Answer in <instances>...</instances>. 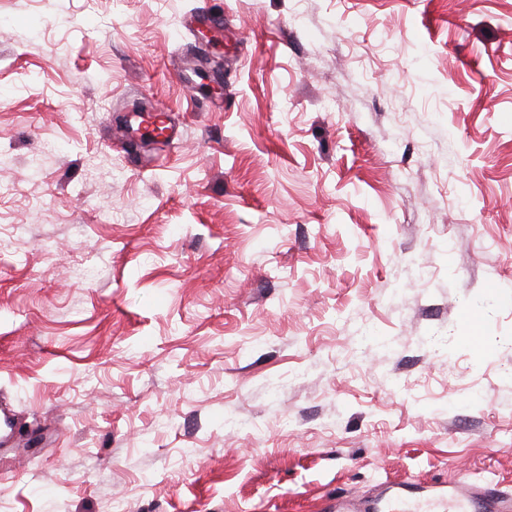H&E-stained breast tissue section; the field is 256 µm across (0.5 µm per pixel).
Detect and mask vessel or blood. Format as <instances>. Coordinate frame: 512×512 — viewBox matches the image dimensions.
I'll return each mask as SVG.
<instances>
[{
	"instance_id": "obj_1",
	"label": "vessel or blood",
	"mask_w": 512,
	"mask_h": 512,
	"mask_svg": "<svg viewBox=\"0 0 512 512\" xmlns=\"http://www.w3.org/2000/svg\"><path fill=\"white\" fill-rule=\"evenodd\" d=\"M329 512H512V495L491 482L448 485L423 492L415 483L381 484L372 499L339 497L329 500Z\"/></svg>"
}]
</instances>
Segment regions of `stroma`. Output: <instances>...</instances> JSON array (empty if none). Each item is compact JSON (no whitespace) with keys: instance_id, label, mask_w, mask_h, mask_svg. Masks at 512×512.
<instances>
[{"instance_id":"stroma-1","label":"stroma","mask_w":512,"mask_h":512,"mask_svg":"<svg viewBox=\"0 0 512 512\" xmlns=\"http://www.w3.org/2000/svg\"><path fill=\"white\" fill-rule=\"evenodd\" d=\"M0 404V512L512 493V0H0Z\"/></svg>"}]
</instances>
